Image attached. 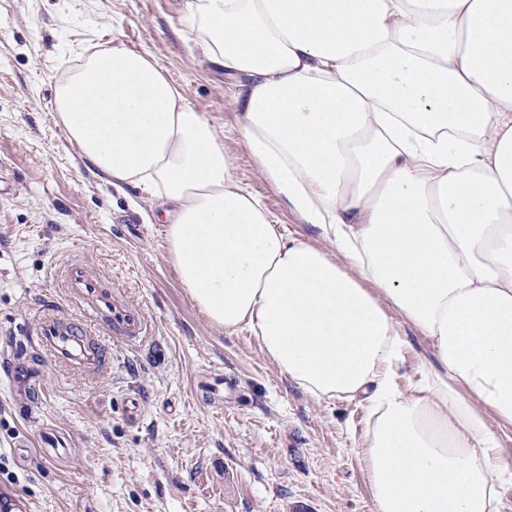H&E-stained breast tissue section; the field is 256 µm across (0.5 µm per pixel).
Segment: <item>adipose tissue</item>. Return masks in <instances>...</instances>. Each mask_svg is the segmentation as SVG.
<instances>
[{
  "mask_svg": "<svg viewBox=\"0 0 512 512\" xmlns=\"http://www.w3.org/2000/svg\"><path fill=\"white\" fill-rule=\"evenodd\" d=\"M239 133L343 270L274 224L207 115L119 42L58 79L81 158L166 217L183 288L318 401L360 399L374 512H499L512 483V0H188ZM411 326L431 351L397 383Z\"/></svg>",
  "mask_w": 512,
  "mask_h": 512,
  "instance_id": "obj_1",
  "label": "adipose tissue"
}]
</instances>
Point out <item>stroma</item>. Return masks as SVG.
<instances>
[{
  "instance_id": "stroma-1",
  "label": "stroma",
  "mask_w": 512,
  "mask_h": 512,
  "mask_svg": "<svg viewBox=\"0 0 512 512\" xmlns=\"http://www.w3.org/2000/svg\"><path fill=\"white\" fill-rule=\"evenodd\" d=\"M187 4L0 0V350L27 348L47 387L20 407L0 365V499L18 512H374L358 449L367 403L316 401L255 336L209 322L176 276L154 202L106 185L56 121L57 79L89 47L120 40L206 113L235 178L273 222L329 249L240 138L223 72L180 30ZM75 255L123 286L154 326L139 348L110 342L111 367L95 380L64 376L28 348L45 305L80 313L53 277ZM219 374L237 387L220 407L198 394ZM52 434L66 443L53 458L42 451Z\"/></svg>"
}]
</instances>
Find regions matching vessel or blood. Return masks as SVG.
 <instances>
[{
  "instance_id": "obj_1",
  "label": "vessel or blood",
  "mask_w": 512,
  "mask_h": 512,
  "mask_svg": "<svg viewBox=\"0 0 512 512\" xmlns=\"http://www.w3.org/2000/svg\"><path fill=\"white\" fill-rule=\"evenodd\" d=\"M58 286L83 315L51 307L31 326L35 350L62 372L81 378L104 374L111 357L101 336L110 334L124 345H143L152 334V322L144 309L131 302L119 284L112 282L82 258L71 259L58 274ZM16 399L41 392L36 376L24 369L9 374Z\"/></svg>"
}]
</instances>
